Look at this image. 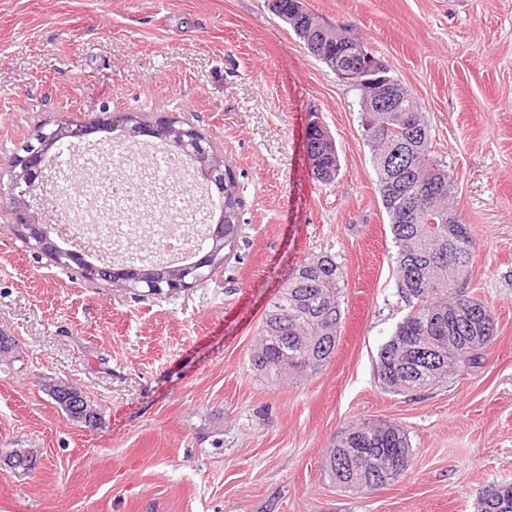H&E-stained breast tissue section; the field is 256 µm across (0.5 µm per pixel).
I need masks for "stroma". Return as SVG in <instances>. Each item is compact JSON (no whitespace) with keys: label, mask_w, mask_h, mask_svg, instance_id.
I'll use <instances>...</instances> for the list:
<instances>
[{"label":"stroma","mask_w":512,"mask_h":512,"mask_svg":"<svg viewBox=\"0 0 512 512\" xmlns=\"http://www.w3.org/2000/svg\"><path fill=\"white\" fill-rule=\"evenodd\" d=\"M390 65L431 123L475 248L469 289L495 314L484 366L444 386L381 389L380 346L408 309L375 192L358 94L266 0H0V164L34 126L103 112L175 114L216 142L244 200L235 256L211 279L145 296L57 267L0 222V512H477L512 483V0H306ZM335 140V181L312 179L306 131ZM96 181L149 167L154 144L87 137ZM327 253L345 313L316 374L272 383L250 352L289 271ZM100 418L68 420L46 390ZM402 425L410 469L367 495L324 473L349 424ZM34 452L29 470L5 460Z\"/></svg>","instance_id":"35a3bbf8"}]
</instances>
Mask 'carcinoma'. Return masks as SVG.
<instances>
[{"label": "carcinoma", "mask_w": 512, "mask_h": 512, "mask_svg": "<svg viewBox=\"0 0 512 512\" xmlns=\"http://www.w3.org/2000/svg\"><path fill=\"white\" fill-rule=\"evenodd\" d=\"M269 8L287 23L306 50L324 64L354 51L361 41L314 20L301 0H271ZM371 147L375 189L389 218L396 247L397 293L409 312L378 353L376 375L390 393L427 391L457 373L480 368L496 332V318L468 291L473 239L467 225L448 223L454 182L448 166L431 154L426 113L404 89L397 112L362 113ZM306 155L314 179L330 182L340 171L331 135L321 122L309 125ZM222 231L206 237L207 260L197 259V283L224 266L237 251L244 202L234 172L224 171ZM130 288L152 295L168 287L172 266L127 261ZM343 273L326 253L297 264L278 291L262 324L250 364L273 381L317 373L336 348L342 322ZM412 448L397 423L364 420L336 436L326 472L341 488L368 493L397 481L411 466ZM479 512H512V484L490 486Z\"/></svg>", "instance_id": "1"}]
</instances>
